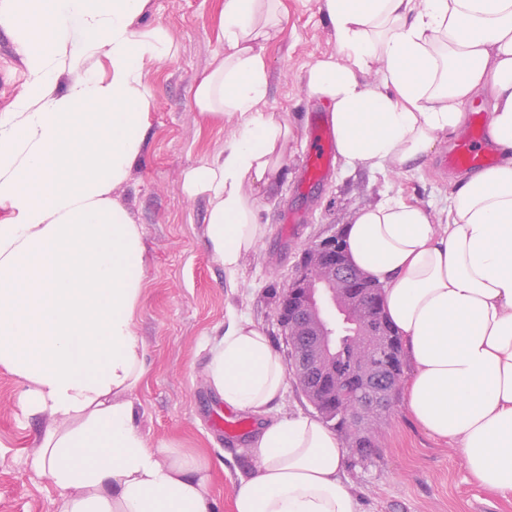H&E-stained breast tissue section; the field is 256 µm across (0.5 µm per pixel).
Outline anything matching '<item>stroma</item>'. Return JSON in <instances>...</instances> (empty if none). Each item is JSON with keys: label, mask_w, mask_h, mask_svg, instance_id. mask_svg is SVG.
Returning <instances> with one entry per match:
<instances>
[{"label": "stroma", "mask_w": 512, "mask_h": 512, "mask_svg": "<svg viewBox=\"0 0 512 512\" xmlns=\"http://www.w3.org/2000/svg\"><path fill=\"white\" fill-rule=\"evenodd\" d=\"M223 6L224 0H150L135 20L138 35L165 44L167 51L141 63L150 92L147 126L141 152L112 196L145 232L134 328L146 349L148 371L131 394L135 423L151 447L206 457L218 512H233L236 487L254 470L257 431L231 436L213 424L225 406L205 380L206 343L223 331L231 300L224 269L207 246V199L183 189L185 172L223 152L233 134L232 124L201 115L193 98L196 84L224 55ZM281 19V33L263 50L264 108L293 125L294 139L281 178L257 192L258 221L267 233L246 256L232 302L284 355L289 346L277 300L305 248L342 232L359 210L387 197L441 212L448 207L450 184L461 176L439 164L452 143L444 136L420 168H349L338 160L326 180L302 186L309 117L325 107L310 95L305 75L319 60L337 55L338 47L320 0H281ZM25 80L13 39L0 28V112L21 94ZM21 391L17 379L0 367V512H53L58 498L53 481L28 468L46 421L23 411ZM374 434L378 456L349 458L345 470L365 512H512V500L467 480L455 449L425 433L402 400L375 424Z\"/></svg>", "instance_id": "1"}]
</instances>
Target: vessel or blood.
<instances>
[{
	"label": "vessel or blood",
	"mask_w": 512,
	"mask_h": 512,
	"mask_svg": "<svg viewBox=\"0 0 512 512\" xmlns=\"http://www.w3.org/2000/svg\"><path fill=\"white\" fill-rule=\"evenodd\" d=\"M488 121L487 113L478 109L471 111L465 129L443 158L445 167L475 175L495 165L497 155L488 141ZM310 124L313 134L306 180L313 185L324 180L329 174L334 158V146L330 136L329 119L325 112L312 113Z\"/></svg>",
	"instance_id": "1"
}]
</instances>
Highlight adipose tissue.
Returning a JSON list of instances; mask_svg holds the SVG:
<instances>
[{
    "mask_svg": "<svg viewBox=\"0 0 512 512\" xmlns=\"http://www.w3.org/2000/svg\"><path fill=\"white\" fill-rule=\"evenodd\" d=\"M149 0H0L25 90L0 112V367L20 403L45 418L30 460L58 489L55 512H216L202 456L150 447L131 392L145 372L134 330L144 230L110 192L138 156L150 93L149 44L132 25ZM281 0H224V58L194 89L199 112L232 122L223 153L191 168L206 196L210 253L235 288L266 232L258 188L277 181L293 129L264 111V44ZM338 56L306 73L328 103L345 165L403 167L492 102L500 162L435 215L400 198L346 225L350 263L383 288L413 361L403 403L429 435L456 446L468 476L512 498V0H322ZM110 65L109 78L92 65ZM376 73L377 85L364 82ZM208 385L226 406L268 413L286 387L281 355L236 308L208 346ZM254 473L234 512H363L342 478L348 450L313 417L262 426Z\"/></svg>",
    "mask_w": 512,
    "mask_h": 512,
    "instance_id": "ef3b65f1",
    "label": "adipose tissue"
}]
</instances>
